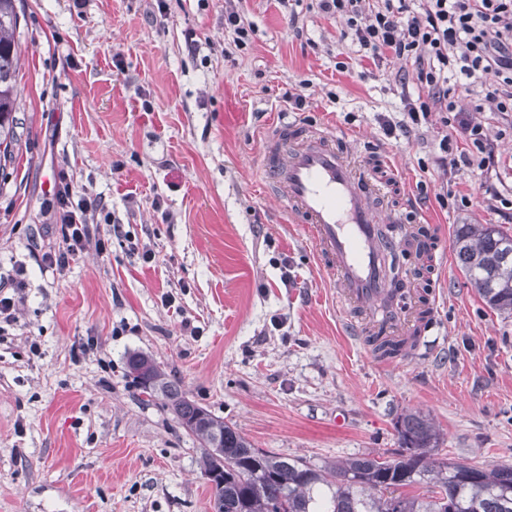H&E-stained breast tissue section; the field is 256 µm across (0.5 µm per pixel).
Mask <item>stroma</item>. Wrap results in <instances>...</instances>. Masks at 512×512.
<instances>
[{
  "instance_id": "35a3bbf8",
  "label": "stroma",
  "mask_w": 512,
  "mask_h": 512,
  "mask_svg": "<svg viewBox=\"0 0 512 512\" xmlns=\"http://www.w3.org/2000/svg\"><path fill=\"white\" fill-rule=\"evenodd\" d=\"M21 143L0 169V512H213L202 450L129 375L156 359L190 398L256 447L322 465L394 453L393 420L429 414L443 456L512 464V315L478 297L455 228L512 235V112L461 92L499 161L444 168L432 110L400 130L414 80L400 61H358L344 21L316 0H19ZM252 28L235 49L225 9ZM296 116L388 183L383 222L424 231L428 259L398 255L407 307L435 300L439 346L379 358L347 331L333 277L302 225L264 193V136ZM396 126L386 135L385 123ZM106 242L64 272L53 207L60 174ZM121 236H113V225ZM152 251V261L142 259ZM290 284H283L282 274Z\"/></svg>"
}]
</instances>
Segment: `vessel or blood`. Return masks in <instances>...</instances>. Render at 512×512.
Segmentation results:
<instances>
[{
    "mask_svg": "<svg viewBox=\"0 0 512 512\" xmlns=\"http://www.w3.org/2000/svg\"><path fill=\"white\" fill-rule=\"evenodd\" d=\"M261 170L265 191L308 226L322 268L336 277L341 308H362L368 327L382 318L393 335L406 334L411 316L393 304L384 269L401 241L384 235L369 171L352 164L334 137L287 116L263 140Z\"/></svg>",
    "mask_w": 512,
    "mask_h": 512,
    "instance_id": "b4317fda",
    "label": "vessel or blood"
}]
</instances>
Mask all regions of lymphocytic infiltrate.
Wrapping results in <instances>:
<instances>
[{"label":"lymphocytic infiltrate","mask_w":512,"mask_h":512,"mask_svg":"<svg viewBox=\"0 0 512 512\" xmlns=\"http://www.w3.org/2000/svg\"><path fill=\"white\" fill-rule=\"evenodd\" d=\"M317 2L322 13L345 19L361 56L411 65L427 94L423 101L406 99L411 123H419L434 105L454 111L456 89L448 84L453 71L467 84L480 85L497 111L512 112V0H424L419 14L411 0H376L371 6L365 0ZM72 193L67 183L56 197L64 247L42 256L53 270H64L93 239L85 215L97 202L85 198L70 210Z\"/></svg>","instance_id":"obj_1"}]
</instances>
